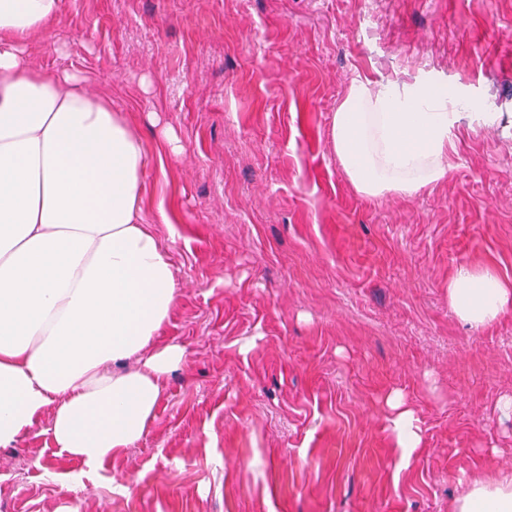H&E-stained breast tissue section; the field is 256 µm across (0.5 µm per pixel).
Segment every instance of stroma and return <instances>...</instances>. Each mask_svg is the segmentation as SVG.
I'll use <instances>...</instances> for the list:
<instances>
[{"label": "stroma", "mask_w": 512, "mask_h": 512, "mask_svg": "<svg viewBox=\"0 0 512 512\" xmlns=\"http://www.w3.org/2000/svg\"><path fill=\"white\" fill-rule=\"evenodd\" d=\"M31 56L136 122L144 220L178 270L164 338L186 355L103 468L38 430L0 448V512H451L512 473V312L475 330L448 306L461 263L512 280V0H65ZM359 76L468 101L443 181H348L331 125ZM385 405L389 410L388 421L392 426L399 448L403 450V457L407 460L411 459L417 448H420L421 443L415 414L397 392L386 397Z\"/></svg>", "instance_id": "35a3bbf8"}]
</instances>
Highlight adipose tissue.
<instances>
[{"label":"adipose tissue","instance_id":"1","mask_svg":"<svg viewBox=\"0 0 512 512\" xmlns=\"http://www.w3.org/2000/svg\"><path fill=\"white\" fill-rule=\"evenodd\" d=\"M62 8L0 0V447L47 415L58 453L97 469L146 433L185 351L162 340L176 273L143 221L140 136L81 70L30 56ZM456 101L427 84L402 98L353 79L331 139L355 189L411 197L443 180ZM448 305L470 327H488L512 309V281L460 264ZM385 405L411 459L421 443L415 414L397 393ZM454 512H512V478L474 480Z\"/></svg>","mask_w":512,"mask_h":512}]
</instances>
